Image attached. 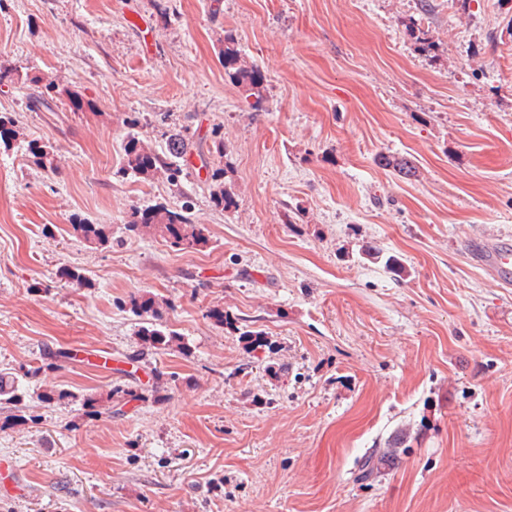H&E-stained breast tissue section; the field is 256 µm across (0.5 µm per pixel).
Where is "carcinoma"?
I'll return each instance as SVG.
<instances>
[{
    "mask_svg": "<svg viewBox=\"0 0 512 512\" xmlns=\"http://www.w3.org/2000/svg\"><path fill=\"white\" fill-rule=\"evenodd\" d=\"M221 62L224 67V75L231 83L240 88L249 97L255 98L259 104L263 100L264 76L256 66L247 63L241 55L237 42L228 33L224 35V48L221 50ZM169 152L160 154L144 145L135 135L127 136L124 145V161L121 172L130 173L143 179H149L162 172L168 174V179L178 180L181 168L174 164L172 158L185 156L190 153L189 138L187 132L178 130L168 135ZM189 206L179 210H171L165 206L154 205L142 209L133 210L127 221L130 232H139L144 228L154 229L160 232L170 244L177 250L195 249L208 245V229L202 225L194 224L188 216ZM71 228L78 237L84 241L99 246L109 243V234L102 224H92L82 218H75ZM133 313L142 318L144 325L138 330V336L143 348L135 351L128 359L133 362H141L152 351L167 350L176 341V335L170 331L163 321L159 306L150 298L132 299ZM210 318L216 323L229 324L240 335L244 336L256 347L265 345V336L262 333L249 329H240L233 324L230 318L224 315L221 309H213L209 312ZM66 357L64 352H47L40 365L27 371V374L35 376L46 370H55L60 367V361ZM23 401V393L20 392L18 381L12 376L0 374V402L18 406Z\"/></svg>",
    "mask_w": 512,
    "mask_h": 512,
    "instance_id": "carcinoma-1",
    "label": "carcinoma"
}]
</instances>
